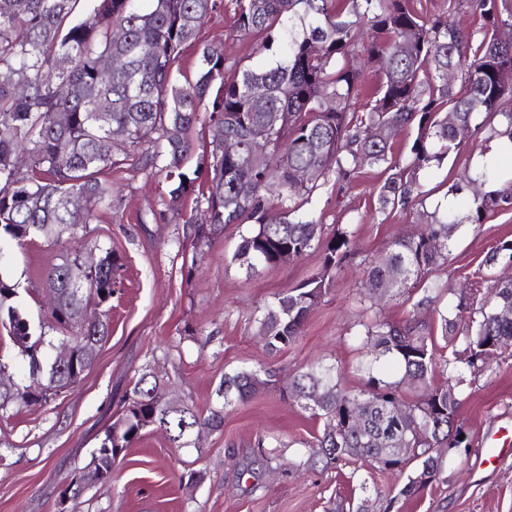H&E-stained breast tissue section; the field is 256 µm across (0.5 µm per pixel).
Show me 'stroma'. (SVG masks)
<instances>
[{"label":"stroma","mask_w":512,"mask_h":512,"mask_svg":"<svg viewBox=\"0 0 512 512\" xmlns=\"http://www.w3.org/2000/svg\"><path fill=\"white\" fill-rule=\"evenodd\" d=\"M195 40L176 63L193 75L203 45L223 47L227 64L271 65L275 54L258 53L262 38L237 32L232 0H216ZM485 144L470 138L440 165L421 174L424 206L379 211L376 191L380 169L367 168L344 190L326 185L320 192L325 234L337 225L357 228L361 258L384 256L399 234L420 231V212L438 201L451 202V216L461 219L448 264L433 276L446 282L450 295L441 308H454V289L478 287L481 276L503 278L512 268L501 263L486 269L483 260L499 240L512 239V207L488 214L481 227L466 223L468 193L448 188ZM139 150L125 142L112 148V207L100 211L84 237L49 242L37 239L10 246L7 265L30 318L43 303V273L62 256L93 248L119 254L122 284L112 298V333L101 343L94 363L71 390L43 407H23L0 417V512H326L332 504L363 498L379 488L395 496L392 512H512V458L486 469L476 459L488 433L512 442V355L498 356L490 370L473 379L463 395L458 423L471 440L466 455L446 463L444 479L405 498L404 478L371 470L324 467L310 459L309 448L322 430L289 399L281 386L296 371L318 363L334 366L352 392L364 386L363 351L351 347L347 334L359 320L356 301L365 268L351 261L330 293L311 312L299 339L268 353L256 334L255 319L275 295L320 269V253L263 267L249 273L233 255L248 225H233L211 245L196 243L190 227L205 223L203 206L186 197L170 211V184L163 175L139 164ZM152 368L168 381L167 392L200 412L223 409L224 428L202 432L191 448H172L161 433H144L116 466L111 480L86 485L65 498L68 476L85 467L105 430L123 407L133 377ZM274 370L275 388L263 389L246 402L223 408L216 395L225 373L240 369ZM282 441V462L297 463L291 474L271 468L257 448L259 436ZM196 472L186 485L180 477Z\"/></svg>","instance_id":"35a3bbf8"}]
</instances>
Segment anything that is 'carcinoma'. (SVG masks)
<instances>
[{
    "mask_svg": "<svg viewBox=\"0 0 512 512\" xmlns=\"http://www.w3.org/2000/svg\"><path fill=\"white\" fill-rule=\"evenodd\" d=\"M141 11L137 0H0V244L21 246L35 238L59 241L77 231L88 234L99 209L112 208L108 181L112 172V128L129 131L128 143L145 147V166L165 173L171 184L170 208L177 211L198 180V171L183 170L192 150L189 133L201 112L209 113L210 139L203 153L207 191L196 203L205 206L209 223L194 226L193 237L210 243L233 224H250L234 257L249 271L321 251L318 273L279 293L255 318L268 350H283L302 333L311 311L329 292L344 264L357 255L350 226L322 238V222L310 206L330 179L347 185L366 166L384 168L377 189L379 211L406 207L421 196L420 174L478 133L487 139L512 140V40L498 35L512 28V12L499 0H470L484 20L482 37L461 31L449 15L424 17L408 0H235L236 27L262 35L260 50L279 44L281 59L268 68L225 66L219 46L201 49L196 78L180 82L174 74L182 48L216 6L215 0H152ZM124 31L117 42L112 31ZM413 40L399 43L407 31ZM121 54L127 67L107 75L102 58ZM376 67L379 82L367 107H358L362 70L357 60ZM456 73L448 81V72ZM66 85L60 96L56 87ZM25 87L19 94L18 88ZM455 123H448V113ZM279 113L284 123L270 128L262 146L253 148V131ZM417 127L407 158L394 155L396 137ZM375 128L390 135L376 140ZM242 149L224 154V138ZM25 156L26 167L18 166ZM304 169L316 172L305 184L295 183ZM494 181L482 175L473 193L470 223L512 204V188L486 191ZM420 232L395 237L386 261L366 258V275L357 292L362 313L370 317L351 333L358 348L370 354L361 371L365 388L354 393L342 385L331 366H312L289 379L290 400L323 421L311 456L338 468L352 461L365 468L406 476L399 495L411 497L435 481L445 460L432 452L449 448L448 457L468 448L457 424L459 394L436 382L447 375L456 385L466 375L487 368L494 347L512 346V280L491 279L488 293L474 306L459 298L455 318L439 314L448 355L437 353L432 330L413 317L402 325L377 315L379 301L395 290L420 292L412 313L437 310L449 288L431 278L448 262L450 242L461 221L438 209L422 211ZM80 254L67 256L46 272L44 287L57 292L47 310L51 327L71 333L72 361L57 368L44 360L43 325H34L16 303L17 285L0 275V326L28 358L29 383L0 389V413L15 407L41 406L73 388L96 357V343L111 333L109 310L102 319L85 320L90 303L103 307L112 299L120 257L107 249L95 268L79 278ZM512 260V239L501 240L484 264ZM468 317L474 331L460 336L455 320ZM277 382L271 369H241L224 374L217 395L224 406L246 401L259 388ZM417 399L404 400L403 389ZM399 404L413 413L401 426L390 413ZM224 415L205 416L184 404L169 413L164 388L152 371L133 382L121 415L105 431L92 454L87 482L113 469L116 460L141 435L159 431L170 447L188 448L204 430L219 431ZM405 438L404 460L386 457L380 445L388 433ZM276 435H261L257 448L268 460L278 459Z\"/></svg>",
    "mask_w": 512,
    "mask_h": 512,
    "instance_id": "carcinoma-1",
    "label": "carcinoma"
}]
</instances>
